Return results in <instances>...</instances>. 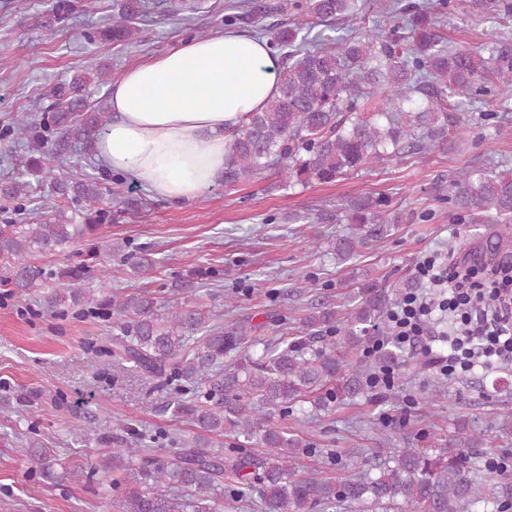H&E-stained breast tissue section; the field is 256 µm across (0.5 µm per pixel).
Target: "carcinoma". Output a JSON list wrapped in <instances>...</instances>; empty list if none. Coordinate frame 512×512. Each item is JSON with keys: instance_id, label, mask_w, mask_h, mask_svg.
<instances>
[{"instance_id": "carcinoma-1", "label": "carcinoma", "mask_w": 512, "mask_h": 512, "mask_svg": "<svg viewBox=\"0 0 512 512\" xmlns=\"http://www.w3.org/2000/svg\"><path fill=\"white\" fill-rule=\"evenodd\" d=\"M376 12L393 18L369 31L362 26L359 0H289L265 6L270 13L289 10L295 19L271 28L273 48L285 64L279 74V94L259 112H251L228 144L224 157V185L274 172L284 187L343 180L364 167L417 151L429 153L444 142L448 130L461 123L482 121L498 126L509 112L512 98V39L497 37L478 50L448 45L441 33L443 18L459 11L494 22H512V0H380ZM141 0H121L112 25L101 33L105 42L129 44L138 39L136 20ZM342 21L352 30L336 37L312 33L327 21ZM94 74L96 86L105 72L90 66L59 84L52 111L40 120L42 134L28 138L32 119L22 116L6 135L27 144L17 159L18 176L0 188L16 204L4 208L0 223V256L17 260L11 283L22 296L47 273L25 262L34 252L53 253L59 247L92 235L108 216L94 208L81 224H64V213L42 206L37 222L17 224L11 214L32 201L29 174H45L57 198L74 197L96 203L100 183L89 177L69 181L48 162L57 157L54 146H72L92 153L105 133L108 116L90 106ZM486 109L468 114L472 103ZM448 203L459 219L471 224H512V168L492 164L463 169L448 183ZM320 220L346 225L336 236L334 252L342 261L361 255L374 240L386 236L403 221L392 199L385 195L352 198L336 214ZM92 274L88 266L56 273L72 281L73 301L80 302V282ZM350 294L353 307L345 320L321 305L304 318L305 335L291 341L259 342L249 338L247 321L205 327L206 317L196 307L184 306L164 322L156 318V301L141 294L112 299L86 298L99 306L121 335L112 339V358L129 363L145 378L164 375L187 402L176 397L168 404L211 434L229 428L244 447L263 452L224 453L199 436L187 439L169 457L143 444V436L115 421L126 436L112 449V488L123 489L119 512H182L170 496L178 488L190 497L193 512H214L224 489L245 503L258 502L261 512H472L479 503L484 512H507L512 507V474H492L469 452L484 444L486 429L477 418L456 422L457 435L443 448H357L344 451L345 474L332 482L314 474L299 475L295 460L306 441L268 417L256 414L288 412L298 402L329 412L369 389L372 375L382 367L419 369L423 363L403 354L381 323L384 311L419 288L415 279H403L379 288L366 274ZM196 345L186 348L190 335ZM385 341L374 360L360 366L349 354L372 340ZM241 350L239 360L224 365V355ZM31 441L22 455L52 473Z\"/></svg>"}]
</instances>
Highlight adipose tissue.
<instances>
[{
	"label": "adipose tissue",
	"mask_w": 512,
	"mask_h": 512,
	"mask_svg": "<svg viewBox=\"0 0 512 512\" xmlns=\"http://www.w3.org/2000/svg\"><path fill=\"white\" fill-rule=\"evenodd\" d=\"M278 74L265 41L249 34L182 42L112 84V120L95 154L152 196L196 200L222 177L234 130L277 93Z\"/></svg>",
	"instance_id": "1"
}]
</instances>
